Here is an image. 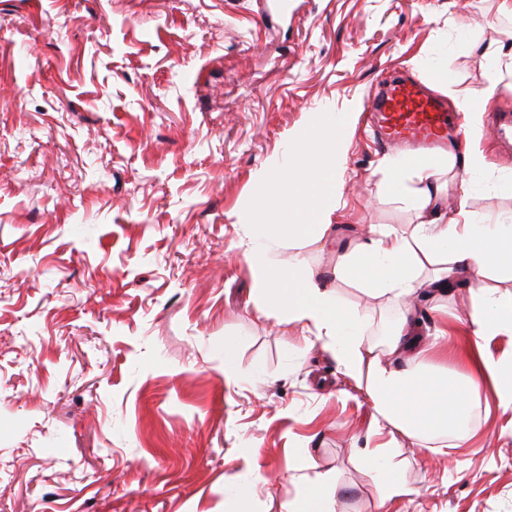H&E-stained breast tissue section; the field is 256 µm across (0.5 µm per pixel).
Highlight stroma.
Instances as JSON below:
<instances>
[{
  "label": "stroma",
  "mask_w": 512,
  "mask_h": 512,
  "mask_svg": "<svg viewBox=\"0 0 512 512\" xmlns=\"http://www.w3.org/2000/svg\"><path fill=\"white\" fill-rule=\"evenodd\" d=\"M498 0H0V512H282L315 477L335 512H512V411L491 386L473 435L445 457L375 433L364 388L330 347L260 312L240 244L258 177L323 124L345 157L337 240L413 215L365 105L383 78L417 74L448 105L494 86L479 136L429 156L442 210L478 145L471 210L512 216V48ZM371 309L377 342L402 303L335 284ZM470 289L420 293L422 341L468 331ZM235 342L234 377L224 375ZM413 488L379 506L377 446ZM239 483L253 495L241 503Z\"/></svg>",
  "instance_id": "stroma-1"
}]
</instances>
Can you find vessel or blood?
<instances>
[{"instance_id": "obj_1", "label": "vessel or blood", "mask_w": 512, "mask_h": 512, "mask_svg": "<svg viewBox=\"0 0 512 512\" xmlns=\"http://www.w3.org/2000/svg\"><path fill=\"white\" fill-rule=\"evenodd\" d=\"M367 109L382 145L411 150L443 143L452 119L445 101L409 76L384 81Z\"/></svg>"}]
</instances>
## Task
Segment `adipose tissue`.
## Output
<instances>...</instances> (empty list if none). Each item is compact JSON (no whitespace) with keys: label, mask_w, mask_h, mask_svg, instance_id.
Masks as SVG:
<instances>
[{"label":"adipose tissue","mask_w":512,"mask_h":512,"mask_svg":"<svg viewBox=\"0 0 512 512\" xmlns=\"http://www.w3.org/2000/svg\"><path fill=\"white\" fill-rule=\"evenodd\" d=\"M344 145L331 127H323L308 145L300 168H289L269 179L267 196L276 199L288 224H269L261 241L244 251L262 301L304 334L326 340L343 373L362 383L372 400L376 429H392L423 443L454 432L481 381H489L499 406L512 408V357L492 358L484 344L495 336L512 335V291L483 302L486 281L499 272L512 279V224H487L461 194L451 213L435 206L440 193L435 164L412 172L395 171V180L415 178L424 183L422 196L408 199L415 215L405 230L370 228L358 242L339 248L331 276L303 267L296 250L305 245H333L331 214L336 208V172ZM291 248L287 267L273 265L269 250ZM360 273V285L370 296L402 300L422 290L446 291L462 285L479 295L469 315V334L457 354L471 366L464 381L449 380L434 363L431 348L421 345L404 313L388 336L363 342L359 326L367 314L347 311L332 301L331 280Z\"/></svg>","instance_id":"adipose-tissue-1"}]
</instances>
